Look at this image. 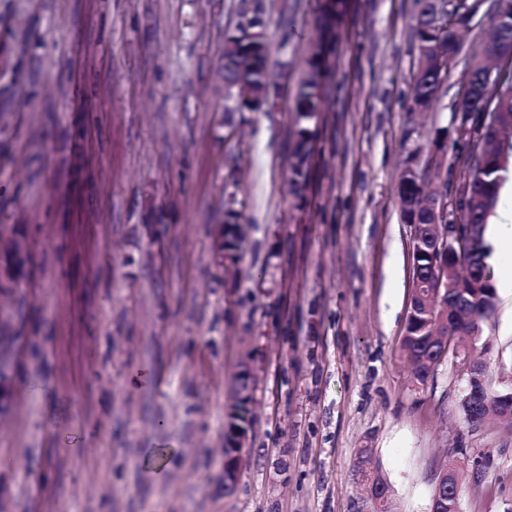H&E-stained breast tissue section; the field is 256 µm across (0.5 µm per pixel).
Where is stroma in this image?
<instances>
[{"label": "stroma", "mask_w": 512, "mask_h": 512, "mask_svg": "<svg viewBox=\"0 0 512 512\" xmlns=\"http://www.w3.org/2000/svg\"><path fill=\"white\" fill-rule=\"evenodd\" d=\"M260 5L269 101L219 71ZM323 0H0V512H512V420L469 424L446 355L416 388L406 169L431 151L482 23L431 110L413 109L414 0H345L326 106L295 96ZM305 175L291 179L301 128ZM512 391V300L474 350ZM252 425L232 493L224 432L242 369ZM451 469L445 470L440 477L438 486H446L441 492L436 488L432 497L434 512H458V486H452ZM436 499V502H435Z\"/></svg>", "instance_id": "35a3bbf8"}]
</instances>
